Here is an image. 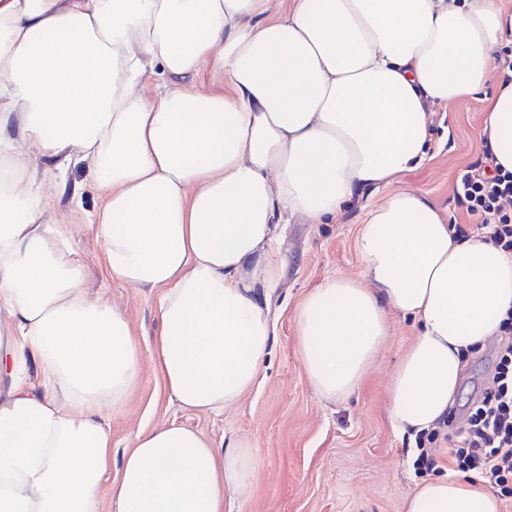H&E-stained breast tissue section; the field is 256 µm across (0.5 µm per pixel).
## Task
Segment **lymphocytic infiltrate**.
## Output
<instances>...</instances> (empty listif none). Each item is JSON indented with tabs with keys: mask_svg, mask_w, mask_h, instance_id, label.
<instances>
[{
	"mask_svg": "<svg viewBox=\"0 0 512 512\" xmlns=\"http://www.w3.org/2000/svg\"><path fill=\"white\" fill-rule=\"evenodd\" d=\"M456 196L468 215L480 219L487 239L512 253V172L495 165L490 151H483L460 172ZM500 333L494 374L469 406L465 424L457 425L451 413L443 431L420 434L414 466L421 476L433 471L437 462L432 446L446 442L453 471L477 475L500 497L512 499V310L506 312Z\"/></svg>",
	"mask_w": 512,
	"mask_h": 512,
	"instance_id": "f902f5d3",
	"label": "lymphocytic infiltrate"
}]
</instances>
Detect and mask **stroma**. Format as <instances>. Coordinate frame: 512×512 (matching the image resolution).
I'll use <instances>...</instances> for the list:
<instances>
[{
    "label": "stroma",
    "instance_id": "stroma-1",
    "mask_svg": "<svg viewBox=\"0 0 512 512\" xmlns=\"http://www.w3.org/2000/svg\"><path fill=\"white\" fill-rule=\"evenodd\" d=\"M484 118L479 94L433 107L427 156L397 180L398 186L425 195L451 224L469 221L457 203L456 179L482 153ZM386 194L383 188L364 192L326 224L294 217L279 226L274 250L280 274L270 300L274 342L259 383L236 408L197 415L170 402L153 365L159 292L103 276L100 242L72 207L77 198L84 211H94L99 196L83 168L69 170L50 219L69 224L70 249L85 267L91 294L125 313L141 353L142 368L128 407L111 422L113 458L132 448L139 431L175 422L200 431L217 446L233 434L251 440L250 493L243 500L225 501L224 512H403L404 501L421 479L413 467L414 438L396 433L390 424L387 384L417 332L415 321L390 311L392 336L386 348L361 387L336 403L320 401L310 388L294 323L299 304L324 279L362 278L359 228L368 209ZM493 365L492 344L469 354L457 411H464L479 393Z\"/></svg>",
    "mask_w": 512,
    "mask_h": 512
}]
</instances>
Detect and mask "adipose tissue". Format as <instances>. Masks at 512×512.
Returning <instances> with one entry per match:
<instances>
[{"label": "adipose tissue", "instance_id": "adipose-tissue-1", "mask_svg": "<svg viewBox=\"0 0 512 512\" xmlns=\"http://www.w3.org/2000/svg\"><path fill=\"white\" fill-rule=\"evenodd\" d=\"M0 0V512H224L245 496L253 446L176 423L112 459L113 416L141 369L126 315L89 293L69 227L29 156L85 166L86 221L106 277L161 293L154 367L198 414L257 385L284 215L319 223L387 188L359 232L364 276L330 277L294 316L314 394L348 398L391 336L418 333L388 383L394 430L437 427L465 352L512 309V254L452 236L421 193L395 187L425 158L429 111L483 93L482 135L512 171V80L495 53L500 0ZM209 73L223 92L195 82ZM118 473L103 494L104 479ZM473 480H424L405 512H500Z\"/></svg>", "mask_w": 512, "mask_h": 512}]
</instances>
